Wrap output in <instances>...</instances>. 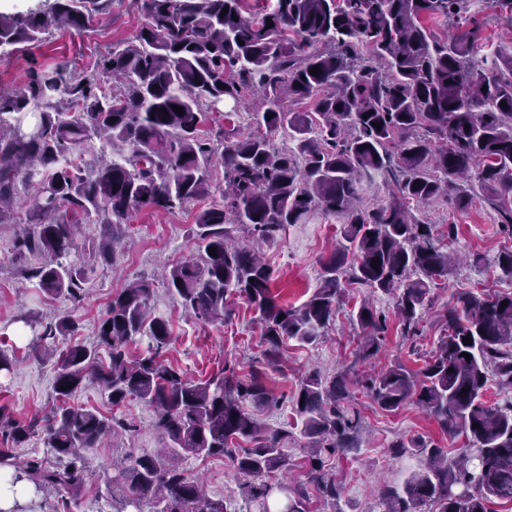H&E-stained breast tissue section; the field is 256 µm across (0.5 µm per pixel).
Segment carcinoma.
<instances>
[{
	"label": "carcinoma",
	"instance_id": "1",
	"mask_svg": "<svg viewBox=\"0 0 512 512\" xmlns=\"http://www.w3.org/2000/svg\"><path fill=\"white\" fill-rule=\"evenodd\" d=\"M109 2L53 0L44 11L0 14V50L41 41L53 28H84ZM134 2L145 23L99 62L101 74L115 80L111 88L95 73L39 65L23 90H0V224L16 223L18 184L37 185L15 248L21 259L41 257L28 277L46 294L74 301L84 294L87 270L71 260L78 225H112V238L96 246L107 264L110 240L132 212L171 213L217 195L196 215L200 257L172 267L165 285L204 321L230 318L231 299L243 300L267 345L263 364L277 367L288 342L322 340L345 289L358 284L393 296L401 330L414 336L431 288L453 261L482 263L443 248L442 235L416 217L419 206L446 198L463 212L481 195L512 235V51L478 59L472 32L440 43L426 25L434 16L461 22L471 0H276L272 11L251 17L245 0ZM362 45L372 59L359 55ZM248 93L260 103L247 110L252 131L243 133L235 116ZM227 104L215 138L201 134L208 114ZM276 132L288 143L275 146ZM94 140L97 161H76L74 152ZM379 180L391 187L389 200L360 209L362 193ZM318 212L343 219L341 241L312 295L288 307L271 291V268L232 232L273 242L285 226ZM152 294L144 280L114 295L91 346L57 349L56 336L79 328L71 318L38 334L33 353L52 363L62 405L26 421L1 405L0 438L22 448L38 436L56 464L0 452L12 483L33 485L32 504L48 491L81 488L84 452L125 428L64 404L88 381L114 406L129 397L152 406L164 439V447L113 466L104 478L112 512H144L146 505L151 512H341V485L327 460L358 450L362 430L348 405V374L313 370L301 379L291 409L306 440L307 484L269 482L288 469V430L266 428L244 409L248 402L277 407L265 369L253 368L244 380L227 366L204 380L186 379L163 358L171 334L151 309ZM353 318L365 330L355 360L367 362L382 346L385 316L365 301ZM445 322L448 334L423 369L396 362L359 380L382 410L415 404L443 433L467 441L451 457L423 439L395 444L416 449L424 465L402 485L380 488L382 512H493L494 504L512 503V401H483L494 381L512 387V293L459 292ZM143 340L146 349L132 356L129 345ZM240 440L251 446L237 447ZM218 455L232 460L246 508L207 496L186 475L185 458Z\"/></svg>",
	"mask_w": 512,
	"mask_h": 512
}]
</instances>
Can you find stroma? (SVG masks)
<instances>
[{
    "label": "stroma",
    "instance_id": "obj_1",
    "mask_svg": "<svg viewBox=\"0 0 512 512\" xmlns=\"http://www.w3.org/2000/svg\"><path fill=\"white\" fill-rule=\"evenodd\" d=\"M143 22V15L131 0H112L109 11L97 16L87 31H55L44 42L22 44L13 52L0 55V89L22 90L28 70L35 63H66L79 70L93 71L113 43L131 39ZM463 26L476 30L478 54L512 46V8L500 0H474ZM207 205L203 199L171 214L147 210L133 213L123 226L122 247L113 261L106 264L95 262L89 249L92 243L111 233V225H79L72 259L87 267L89 274L85 295L78 303L46 296L35 281L28 279L27 270L35 265V258L17 259L12 227L0 224V349L13 360L10 370L0 372V405L7 406L16 419L24 420L45 415L55 403L54 370L31 353L29 345L33 336L24 323L25 318L47 323L73 317L79 324L76 341L93 344L96 324L113 295L140 278L151 281L152 303L171 324L172 336L165 356L188 379L207 378L226 365L234 367L239 376H246L261 361L263 351L260 329L250 307L237 300L232 304L233 315L229 321L204 322L185 312L158 277L161 264H180L198 256V241L191 227L196 212ZM417 216L441 231L448 225H456V237L449 242V250L480 254L488 267L478 271L464 263L439 281L429 294L417 337L402 336L392 297L355 288L344 296L342 310L323 342L315 346L289 343L287 368L267 370V385L279 407L255 413L266 427L290 431L287 448L293 466L285 475L288 481L297 483L304 478L301 462L305 441L294 429L291 397L307 372L318 370L333 375L349 365L350 353L363 333L358 323L351 320L350 310L367 301L387 317L385 340L380 353L370 362L372 370L387 368L397 360L409 369L418 370L424 367L445 334L442 316L456 293L512 292V283L498 280L491 270L498 254L512 247V238L501 233L496 213L487 203L477 200L468 210L459 212L440 198L421 206ZM339 225V219L316 214L308 223L288 226L280 240L263 246L262 252L273 271L272 292L278 302L297 307L312 294L322 261L338 246ZM71 402L116 416L126 427L113 433L104 447L88 453L83 487L77 496L55 494L38 499L33 512H112L111 503L99 496L100 474L115 460L160 447L162 440L153 426L154 411L138 400L112 407L106 394L92 385L73 394ZM352 405L359 411L365 431L360 449L331 459L328 466L342 485V512H381L380 486L401 482L408 471L420 465L419 458L411 454L393 455L392 442L421 437L445 448L452 447L453 442L415 405L386 412L360 390L356 391ZM184 466L188 475L200 480L208 496L240 499L241 491L233 479L229 459L190 458Z\"/></svg>",
    "mask_w": 512,
    "mask_h": 512
}]
</instances>
